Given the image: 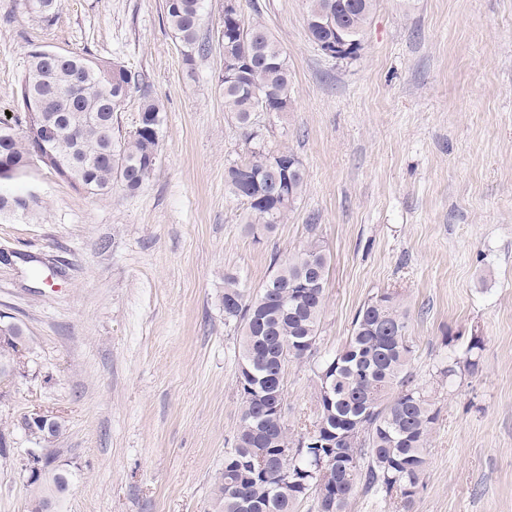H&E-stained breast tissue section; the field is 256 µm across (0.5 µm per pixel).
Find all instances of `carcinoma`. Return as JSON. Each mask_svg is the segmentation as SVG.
Masks as SVG:
<instances>
[{
  "mask_svg": "<svg viewBox=\"0 0 512 512\" xmlns=\"http://www.w3.org/2000/svg\"><path fill=\"white\" fill-rule=\"evenodd\" d=\"M376 0H308L306 31L317 46L342 36L364 42ZM33 19L50 26L61 0H25ZM165 20L191 65L209 54L204 32L205 0H165ZM226 53L241 61L240 72L221 77L224 108L243 130L246 156L229 165L225 183L244 206V223L252 235L264 236L288 215L305 191L306 170L287 173L273 168L275 157L295 154L283 147L266 148L257 112L291 111L293 85L288 59L265 25L248 21L241 11ZM115 63L66 51L55 60L27 55L18 105L29 121L24 127L0 123V164L8 180L29 176L35 161L29 144L39 127L55 159L78 166L80 175L67 182L92 195L118 187L139 192L153 174L161 150L164 108L142 91L139 75L123 69L120 80L108 72ZM142 92L138 121L125 134L112 132L118 112L130 95ZM327 256L311 238L288 259H273L267 281L250 290L234 275L224 276V324L240 331L241 362L237 386L241 414L224 468L213 480L214 512H294L310 492L318 512H347L358 494H373L407 509L422 486L430 435L440 408L424 391L412 368L414 347L402 295L384 290L356 312L344 345L317 361L319 414L312 428L292 433L273 411L284 393L286 368L316 355L325 308ZM450 346L436 372L453 381L463 368L478 366L482 348L471 337L464 350ZM27 348L17 324L0 337V360ZM28 512H57L70 489L66 473L54 480L28 481Z\"/></svg>",
  "mask_w": 512,
  "mask_h": 512,
  "instance_id": "cac0c4a2",
  "label": "carcinoma"
}]
</instances>
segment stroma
<instances>
[{
	"instance_id": "stroma-1",
	"label": "stroma",
	"mask_w": 512,
	"mask_h": 512,
	"mask_svg": "<svg viewBox=\"0 0 512 512\" xmlns=\"http://www.w3.org/2000/svg\"><path fill=\"white\" fill-rule=\"evenodd\" d=\"M288 59L293 110L260 114L307 185L254 238L224 181L246 150L218 78L224 0H206L208 56L185 64L164 0H63L52 26L0 0V117L26 54L86 53L139 74L165 109L156 170L134 195L75 190L48 170L42 206L0 218V314L21 323L28 374L0 399V512H27L37 410L57 419L70 492L59 512H210L241 412L240 334L224 276L259 288L317 235L329 264L318 350L341 347L377 292L402 293L419 383L441 409L410 512H512V0H377L360 57L305 29L307 0H255ZM483 341L475 371L436 375L448 337ZM314 361L290 364L289 429L318 417Z\"/></svg>"
}]
</instances>
